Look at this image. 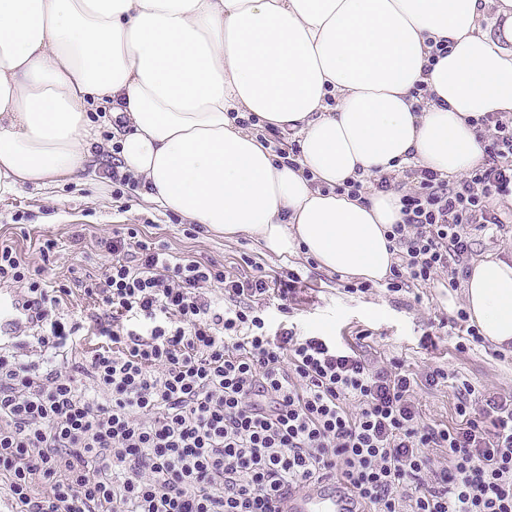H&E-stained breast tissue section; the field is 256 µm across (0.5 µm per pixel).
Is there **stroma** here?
I'll return each mask as SVG.
<instances>
[{"instance_id":"1","label":"stroma","mask_w":512,"mask_h":512,"mask_svg":"<svg viewBox=\"0 0 512 512\" xmlns=\"http://www.w3.org/2000/svg\"><path fill=\"white\" fill-rule=\"evenodd\" d=\"M106 167V159L99 156L79 178L48 187L29 185L1 196L0 241L13 242L33 265L43 266L46 279L57 282L67 280L70 269L78 266L102 273L110 257L99 250L97 242L124 224L138 225L142 239L166 246L174 256L214 260L234 276L247 273L243 259L248 256L270 274L288 268L300 275L302 289L288 316L297 334L323 336L339 345L359 337L361 352L370 362L394 357L416 373L438 366L478 388L512 392V354L498 357L489 342L465 352L457 350L458 331L448 327L447 321L464 307L465 297L463 288L449 287L447 276L425 287L410 286L399 294L381 284L367 293L352 294L346 291L342 276L302 257L268 254L254 238L230 241L210 230L187 238L185 219L157 208L141 189L114 196L111 181L103 177ZM45 234L62 244L46 264L38 253V240ZM415 401L427 421L451 427L460 422L457 400L449 387L418 389Z\"/></svg>"}]
</instances>
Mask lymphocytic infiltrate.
<instances>
[{"mask_svg":"<svg viewBox=\"0 0 512 512\" xmlns=\"http://www.w3.org/2000/svg\"><path fill=\"white\" fill-rule=\"evenodd\" d=\"M481 162L448 180L404 167L372 178L400 192L386 281L398 293L450 271L468 276L474 232L512 213V115L475 120ZM105 273L53 286L0 242V285L19 288L29 321L0 345V506L6 512H279L278 502L336 478L361 512H512V393L453 385L458 427L423 422L425 376L398 359L373 365L357 347L294 329V272L177 258L137 228L101 240ZM89 300L96 338L79 347L69 297ZM140 319L128 326L129 315Z\"/></svg>","mask_w":512,"mask_h":512,"instance_id":"obj_1","label":"lymphocytic infiltrate"}]
</instances>
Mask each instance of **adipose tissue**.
I'll list each match as a JSON object with an SVG mask.
<instances>
[{"mask_svg":"<svg viewBox=\"0 0 512 512\" xmlns=\"http://www.w3.org/2000/svg\"><path fill=\"white\" fill-rule=\"evenodd\" d=\"M440 39L453 48L429 64ZM488 112L512 113V0H0V195L114 151L158 208L345 277L388 276L399 195L322 186L396 165L464 175ZM238 115L292 134L300 170ZM465 298L512 345V262H476Z\"/></svg>","mask_w":512,"mask_h":512,"instance_id":"obj_1","label":"adipose tissue"}]
</instances>
